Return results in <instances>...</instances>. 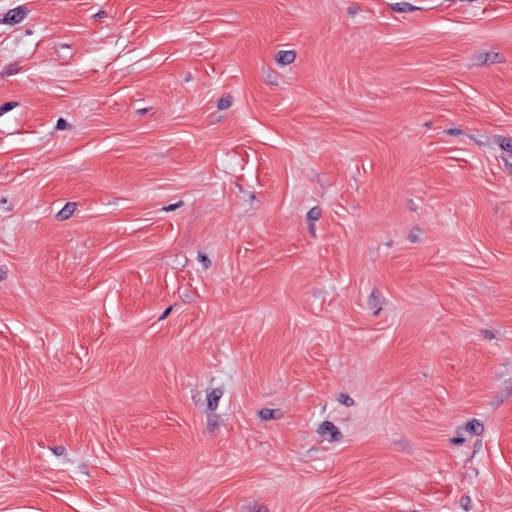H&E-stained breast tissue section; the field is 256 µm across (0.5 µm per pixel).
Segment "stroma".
<instances>
[{
	"label": "stroma",
	"mask_w": 512,
	"mask_h": 512,
	"mask_svg": "<svg viewBox=\"0 0 512 512\" xmlns=\"http://www.w3.org/2000/svg\"><path fill=\"white\" fill-rule=\"evenodd\" d=\"M0 512H512V0H0Z\"/></svg>",
	"instance_id": "stroma-1"
}]
</instances>
